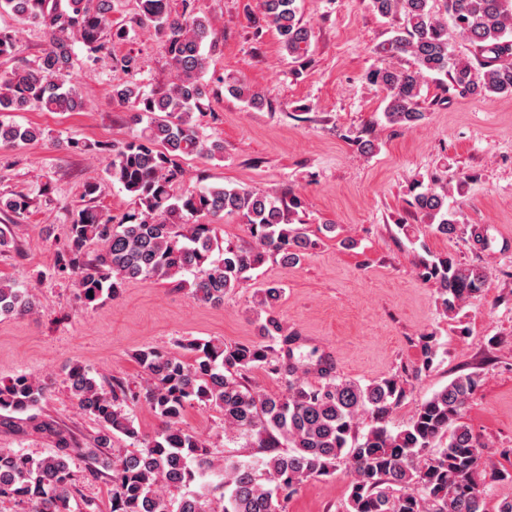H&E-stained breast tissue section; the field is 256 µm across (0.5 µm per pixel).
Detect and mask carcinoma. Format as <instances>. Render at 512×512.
Here are the masks:
<instances>
[{"mask_svg":"<svg viewBox=\"0 0 512 512\" xmlns=\"http://www.w3.org/2000/svg\"><path fill=\"white\" fill-rule=\"evenodd\" d=\"M195 0H139V25L152 28L164 44L173 81L144 90L137 75L138 55L115 58L128 80L113 86L112 100L131 111L137 129L120 144L68 142L73 151L107 160L105 178L132 195L135 209L116 220L95 205L69 211V233L57 254L55 270L70 276L84 304L118 297L130 280H168L187 288L204 305H224L225 296L253 279L272 258L296 266L319 245L309 227L295 222L302 200L246 186L184 185L182 160H213L223 142L204 136L198 118L209 106L202 78L208 67L204 42L214 35L209 17ZM380 16L400 21L395 34L376 48L382 57L410 54L416 68L376 67L369 82L387 91L384 117L412 127L425 114L419 107L423 73L444 74L461 94L490 98L512 96V0H369ZM265 16L282 49L303 58L312 31L298 17L297 0H263ZM113 0H0V13L42 27L46 46L32 63L0 76V112L41 110L79 112L82 97L74 83L71 45L81 44L92 60L112 59L114 48L133 40L131 29L112 21ZM456 37L489 59L477 70L449 51L448 23ZM12 31L0 29V58L13 56ZM228 92L250 102L264 98L242 83ZM44 130L0 120V144L21 148L43 139ZM412 207L427 217L437 236L461 231L448 210L447 187L433 182L417 193ZM34 198L17 192L0 198V211L16 218L30 212ZM235 218L248 230L252 245L223 242L216 221ZM193 274L188 281L184 276ZM422 279L436 286L442 311L458 314L462 303L481 292L483 269L448 254H433L419 265ZM283 288L267 284L255 295L256 337L228 343L194 338L177 351L148 347L134 359L148 385L133 388L120 379L105 386L81 364L67 368L65 383L80 413L104 428L97 446L107 448L115 435L130 447L112 458L109 512H285L288 497L302 483L336 474L349 478L343 512H488L483 472L486 445L464 422L470 397L482 382L461 374L421 403L401 429L389 418L405 397L403 377L391 375L362 385L336 375L332 356H304L298 337L288 333L277 303ZM37 303L15 281L0 277V316L27 315ZM435 336L421 338L417 375L437 356ZM313 369L319 381L300 376ZM261 370L284 382L280 393L249 385ZM45 399L41 383L27 374L0 381V409L26 413ZM145 403L161 421L146 435L134 425L131 407ZM204 406L219 413L224 430L266 449V455L217 461L202 437L182 426L187 408ZM366 417L369 429L357 431ZM34 427L55 437L56 451L37 456L0 449V502L26 504L31 512H102L83 497L72 468L75 444L47 420L30 415ZM213 474L215 483H191Z\"/></svg>","mask_w":512,"mask_h":512,"instance_id":"cac0c4a2","label":"carcinoma"}]
</instances>
